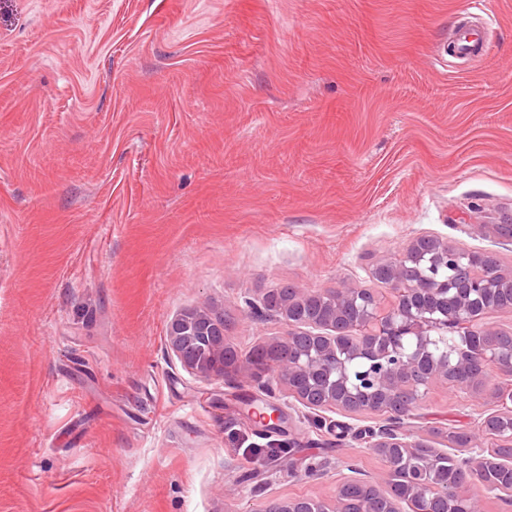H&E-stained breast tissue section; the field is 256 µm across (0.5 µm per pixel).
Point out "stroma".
Masks as SVG:
<instances>
[{"label":"stroma","instance_id":"1","mask_svg":"<svg viewBox=\"0 0 512 512\" xmlns=\"http://www.w3.org/2000/svg\"><path fill=\"white\" fill-rule=\"evenodd\" d=\"M510 218L512 0H0V512L329 506L386 475L353 437L381 417L200 378L169 323L210 308L246 353L291 329L273 288L389 309L372 268L419 236L512 276ZM498 385L433 381L412 440L480 434ZM246 395L292 456L257 454ZM266 408L265 411H259L255 407H250L247 411V417L256 423H259L268 433H277L284 428L283 424L286 423V415L284 411L276 405L264 404L262 407Z\"/></svg>","mask_w":512,"mask_h":512}]
</instances>
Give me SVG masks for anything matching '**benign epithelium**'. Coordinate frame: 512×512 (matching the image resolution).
Returning a JSON list of instances; mask_svg holds the SVG:
<instances>
[{"instance_id": "benign-epithelium-1", "label": "benign epithelium", "mask_w": 512, "mask_h": 512, "mask_svg": "<svg viewBox=\"0 0 512 512\" xmlns=\"http://www.w3.org/2000/svg\"><path fill=\"white\" fill-rule=\"evenodd\" d=\"M489 256L461 252L430 237H419L396 263H380L373 276L397 294V301L380 311L368 289H338L322 294L311 289H291L268 311L292 325L307 326L299 334L289 333L267 346L271 356L240 354L232 345L224 316L205 307L187 310L169 324L171 349L181 364L204 379H222L241 364L249 367L254 380L266 391L272 384L288 385L302 378L301 393L294 394L309 408L342 407L351 412L386 415L395 422L371 431L372 447L386 461L395 454H409L419 447L408 440L399 426L403 417L422 397L421 389L438 378H448V356H435L431 346L436 332L450 324L467 328L478 313L500 308L494 294L512 292V277L500 274ZM477 335L484 340L480 352L486 362L511 361L512 349L497 341L500 332L485 328ZM364 381L384 396L375 407L357 402L354 386ZM247 417L275 433L286 423L284 411L264 404L251 407ZM472 455L461 459L467 469L480 473L493 466L482 457L480 442L468 436ZM406 493L430 503L448 502L446 496L428 494L427 483L409 478Z\"/></svg>"}]
</instances>
